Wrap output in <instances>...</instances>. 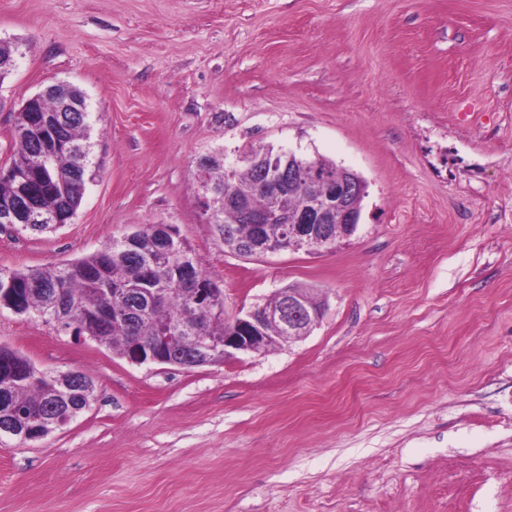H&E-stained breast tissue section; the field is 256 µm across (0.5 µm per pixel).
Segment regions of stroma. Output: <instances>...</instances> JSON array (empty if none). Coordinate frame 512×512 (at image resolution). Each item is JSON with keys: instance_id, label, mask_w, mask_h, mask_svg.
Listing matches in <instances>:
<instances>
[{"instance_id": "obj_1", "label": "stroma", "mask_w": 512, "mask_h": 512, "mask_svg": "<svg viewBox=\"0 0 512 512\" xmlns=\"http://www.w3.org/2000/svg\"><path fill=\"white\" fill-rule=\"evenodd\" d=\"M0 39V167L62 81L100 164L71 223L0 227V269L167 224L226 321L289 286L326 303L302 339L189 369L0 310V345L95 384L67 426L0 439V512H512V0H0ZM267 147L366 181L353 236L224 248L198 163Z\"/></svg>"}]
</instances>
